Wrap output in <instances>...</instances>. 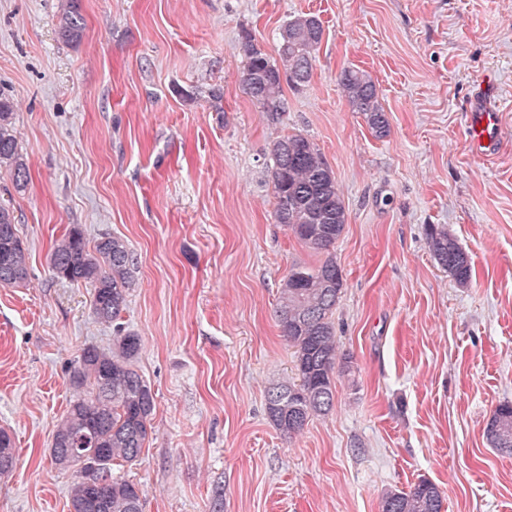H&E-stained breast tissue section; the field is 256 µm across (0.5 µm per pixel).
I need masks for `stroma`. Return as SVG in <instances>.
<instances>
[{
	"instance_id": "1",
	"label": "stroma",
	"mask_w": 512,
	"mask_h": 512,
	"mask_svg": "<svg viewBox=\"0 0 512 512\" xmlns=\"http://www.w3.org/2000/svg\"><path fill=\"white\" fill-rule=\"evenodd\" d=\"M58 4L0 0V95L29 173L19 191L0 169L29 255L26 282L0 285V429L17 456L0 512H69L71 473L49 454L66 369L113 336L90 289L50 271L75 224L138 258L121 321L156 409L120 474L143 512H382L423 478L443 512H512V455L485 437L512 403V0H82L75 47ZM303 13L324 37L275 115L243 89V35L276 56ZM347 67L376 84L386 137L340 93ZM484 92L491 157L469 145ZM292 133L318 144L346 203L333 322L352 369L329 416L289 438L266 412L295 376L275 309L289 265L315 260L274 218L270 147ZM432 224L468 253L469 286L434 260Z\"/></svg>"
}]
</instances>
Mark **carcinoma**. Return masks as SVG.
Returning a JSON list of instances; mask_svg holds the SVG:
<instances>
[{"mask_svg":"<svg viewBox=\"0 0 512 512\" xmlns=\"http://www.w3.org/2000/svg\"><path fill=\"white\" fill-rule=\"evenodd\" d=\"M85 29L82 0H60L57 33L71 46L81 43ZM323 38L320 20L302 14L279 32L274 60L245 36L247 65L242 75L246 94L270 112L283 111V83L306 85ZM338 86L353 111L364 117L377 138L390 132L376 86L363 71L346 68ZM271 182L276 199L274 218L305 248L320 255L315 264L294 263L280 285L276 317L288 345L294 349L297 380L269 388L266 409L281 434L300 433L314 416L328 414L336 397V378L348 371L338 354L333 323L344 286L333 249L348 221L345 200L335 172L310 138L287 134L270 148ZM13 177L17 190L28 182V170L19 152L14 105L0 98V168ZM436 262L464 287L471 282L468 254L448 231L431 225L427 232ZM54 278L76 287H89L98 320L110 323L112 347L90 344L70 362L68 383L75 392L69 410L57 425L51 458L62 468L74 469L69 486L70 512H143L137 484L118 476L113 466H133L148 441L155 397L136 369L141 338L120 323L127 295L134 285L137 256L128 243L102 235L89 246L84 230L74 225L58 239L49 258ZM28 277V252L19 236L11 209L0 206V284H17ZM486 439L491 447L512 454V404L500 405L489 420ZM95 448L100 458L96 482L83 479L74 453ZM438 486L420 480L408 491H390L382 512H442Z\"/></svg>","mask_w":512,"mask_h":512,"instance_id":"obj_1","label":"carcinoma"}]
</instances>
